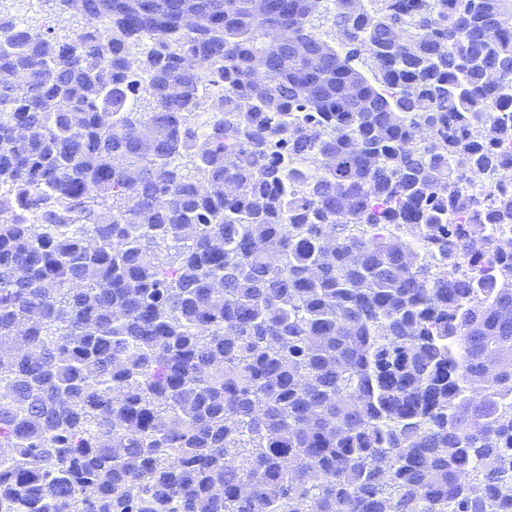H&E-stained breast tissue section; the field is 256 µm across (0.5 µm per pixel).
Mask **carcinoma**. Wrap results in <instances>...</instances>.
Listing matches in <instances>:
<instances>
[{
	"instance_id": "cac0c4a2",
	"label": "carcinoma",
	"mask_w": 512,
	"mask_h": 512,
	"mask_svg": "<svg viewBox=\"0 0 512 512\" xmlns=\"http://www.w3.org/2000/svg\"><path fill=\"white\" fill-rule=\"evenodd\" d=\"M86 2L0 14V512H512V0Z\"/></svg>"
}]
</instances>
